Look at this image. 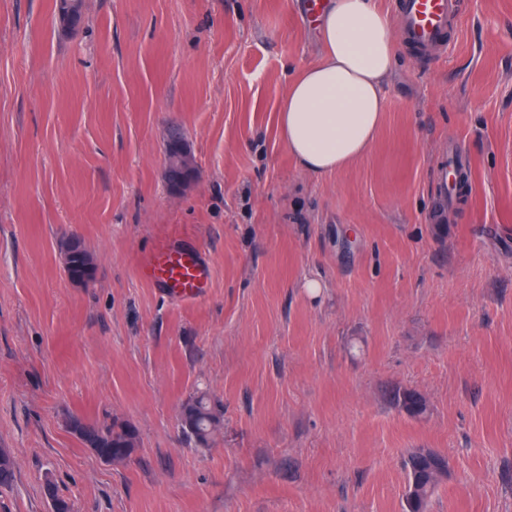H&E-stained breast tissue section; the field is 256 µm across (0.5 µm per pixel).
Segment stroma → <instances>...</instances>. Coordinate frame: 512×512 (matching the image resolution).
<instances>
[{
  "label": "stroma",
  "mask_w": 512,
  "mask_h": 512,
  "mask_svg": "<svg viewBox=\"0 0 512 512\" xmlns=\"http://www.w3.org/2000/svg\"><path fill=\"white\" fill-rule=\"evenodd\" d=\"M465 2L446 59L399 46L368 154L318 176L277 126L320 58L309 0H84L73 30L0 0V512H52L49 481L72 512H403L414 448L448 460L427 512H512V0ZM453 147L470 191L435 224ZM169 240L209 266L198 298L143 276ZM201 391L206 447L179 422ZM72 415L134 453L101 461ZM167 157L166 177L175 190H182L190 184L195 174L194 157L187 145L181 142V131L172 128L166 137ZM84 253H85V247L83 245L81 247L76 246V247L72 248V254H71V258H70V271L73 275L79 274L84 269V265H85ZM91 256H92V254H91ZM92 259L93 260H89L85 265V268L87 271L85 274L76 276L70 280L73 282L88 284L92 279L90 272L95 267V259L93 256H92ZM221 415L211 405L206 394L188 398L182 405L180 425L186 437L206 447L219 426ZM70 429L77 430L78 438L99 459L112 463L129 457L137 442L136 430L128 424H101L70 417Z\"/></svg>",
  "instance_id": "35a3bbf8"
}]
</instances>
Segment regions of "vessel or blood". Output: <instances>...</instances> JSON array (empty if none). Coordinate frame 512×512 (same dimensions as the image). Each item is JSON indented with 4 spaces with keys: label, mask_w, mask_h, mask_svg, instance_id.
Segmentation results:
<instances>
[{
    "label": "vessel or blood",
    "mask_w": 512,
    "mask_h": 512,
    "mask_svg": "<svg viewBox=\"0 0 512 512\" xmlns=\"http://www.w3.org/2000/svg\"><path fill=\"white\" fill-rule=\"evenodd\" d=\"M389 5L403 42L427 58L450 49L448 30L464 11V0H389ZM141 271L150 282L183 298L196 296L210 275L197 253L172 242L146 256Z\"/></svg>",
    "instance_id": "b4317fda"
}]
</instances>
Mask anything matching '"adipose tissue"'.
Listing matches in <instances>:
<instances>
[{
	"label": "adipose tissue",
	"instance_id": "obj_1",
	"mask_svg": "<svg viewBox=\"0 0 512 512\" xmlns=\"http://www.w3.org/2000/svg\"><path fill=\"white\" fill-rule=\"evenodd\" d=\"M321 58L290 82L277 123L306 172L337 173L372 146L397 60L394 26L376 0H331L320 16Z\"/></svg>",
	"mask_w": 512,
	"mask_h": 512
}]
</instances>
